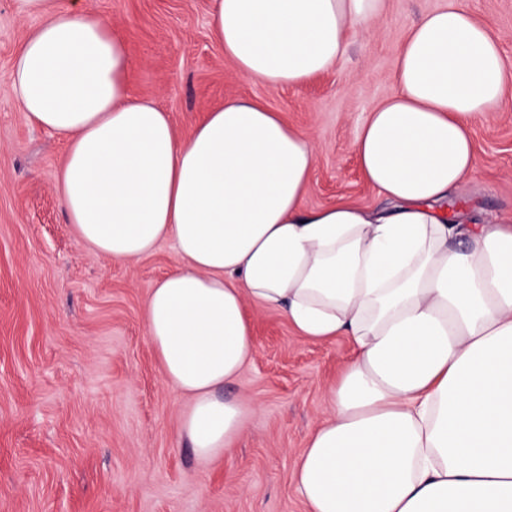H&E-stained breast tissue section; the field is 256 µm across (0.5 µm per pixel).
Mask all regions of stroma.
Segmentation results:
<instances>
[{
	"mask_svg": "<svg viewBox=\"0 0 512 512\" xmlns=\"http://www.w3.org/2000/svg\"><path fill=\"white\" fill-rule=\"evenodd\" d=\"M449 0H387L372 32L308 83L268 89L239 75L212 39L211 0H83L134 49L131 87L181 136L226 98L281 113L316 150L308 207L379 205L351 142L392 91L413 23ZM490 25L512 74V0H456ZM36 16L0 0V512H305L293 465L329 414L348 337L300 336L248 304L253 353L224 397L252 412L224 457L197 459L178 434L186 400L164 380L144 305L179 258L171 242L133 263L89 251L56 188L66 146L27 123L3 79ZM480 168L451 200L472 218L512 214V84L473 126Z\"/></svg>",
	"mask_w": 512,
	"mask_h": 512,
	"instance_id": "1",
	"label": "stroma"
}]
</instances>
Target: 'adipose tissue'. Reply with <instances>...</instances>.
Segmentation results:
<instances>
[{
  "label": "adipose tissue",
  "mask_w": 512,
  "mask_h": 512,
  "mask_svg": "<svg viewBox=\"0 0 512 512\" xmlns=\"http://www.w3.org/2000/svg\"><path fill=\"white\" fill-rule=\"evenodd\" d=\"M41 17L7 81L30 123L66 143L57 191L77 237L133 262L171 241L147 334L188 399L179 434L202 460L244 428L224 399L253 350L246 300L303 336L349 337L329 417L294 466L306 512H512V216L455 224L474 178L471 129L495 111L499 43L455 0L410 27L396 88L352 149L379 207L304 197L315 147L277 112L230 97L185 140L132 94V48L80 0H15ZM386 0H212L239 74L277 90L337 64Z\"/></svg>",
  "instance_id": "obj_1"
}]
</instances>
